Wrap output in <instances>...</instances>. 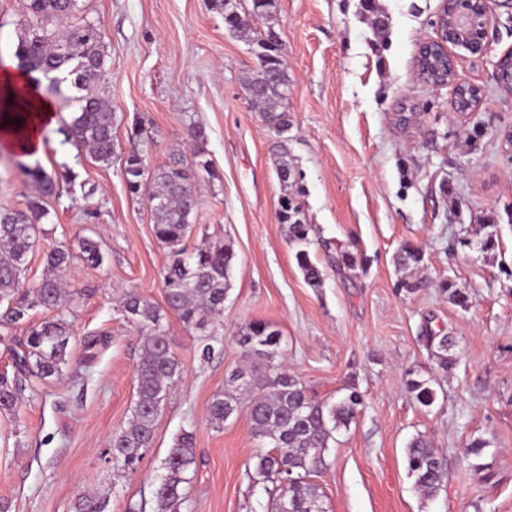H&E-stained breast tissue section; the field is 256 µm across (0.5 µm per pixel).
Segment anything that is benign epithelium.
<instances>
[{
	"label": "benign epithelium",
	"mask_w": 512,
	"mask_h": 512,
	"mask_svg": "<svg viewBox=\"0 0 512 512\" xmlns=\"http://www.w3.org/2000/svg\"><path fill=\"white\" fill-rule=\"evenodd\" d=\"M438 37L420 44L416 74L433 88H451V94L469 87L477 95L473 112L484 100L483 88L473 82L461 81L456 73V60L465 54L481 56L486 51L490 27L487 0H443L437 19Z\"/></svg>",
	"instance_id": "7a95c632"
}]
</instances>
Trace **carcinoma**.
Instances as JSON below:
<instances>
[{
  "mask_svg": "<svg viewBox=\"0 0 512 512\" xmlns=\"http://www.w3.org/2000/svg\"><path fill=\"white\" fill-rule=\"evenodd\" d=\"M251 7L243 15L269 17L275 0H250ZM26 23L18 35L15 56L18 68L26 74L42 75L44 93L61 92L68 83L78 91L77 111L67 124L69 139L78 148L89 151L95 161L108 164L114 155L112 105L96 90L105 63V49L97 29L89 22H70L81 11L79 0H22ZM240 40L270 53V45L280 40L274 27L258 33L244 22ZM250 103L262 120L277 135L288 132V73L277 71L266 76L256 70L246 84ZM276 174L283 185H299L302 174L289 157L286 141L277 142ZM39 198L29 202L27 210H0V304H6L5 322L28 325L23 337L0 338L7 351L12 372H0V412H11L24 392L29 398L40 396V389L60 374L74 345L85 353V361H94L109 344L103 334H89L76 339L66 316L68 297L65 275L75 257L96 267L103 255L98 240L86 236L78 241L79 255L66 247H54L45 255L40 280L21 289L28 254L34 248L45 216L40 199L57 193L58 178L40 166L26 170ZM126 186L134 195L145 194L155 219L153 232L158 242L169 249L171 263L163 276L167 308L188 329H203L224 309L229 271L234 259L230 246L222 241H209L192 251L186 247L190 232L189 218L196 206L197 180L213 176L211 161L203 153L188 164L178 153L169 157L151 177L136 154L126 157L123 166ZM302 191L286 194L279 201L278 221L288 225L289 241L296 248L295 258L304 278L313 286L321 281L320 269L311 262L307 246L310 225L299 201ZM43 309L55 315L38 324L31 323L33 311ZM122 311L139 325L141 357L136 365V396L132 420L128 427L112 436L109 443L112 465L134 472L144 452L154 442L156 419L170 390L181 375L167 331L161 325V309L140 295L129 291L122 300ZM281 341L279 331L262 321H254L237 343L245 359L253 355L273 359ZM410 389L424 406L435 401L428 382L413 380ZM250 396L248 412L252 434L271 443V450L254 456L255 470L272 483V512H325L318 488L309 477L325 468V453L333 433L349 426L362 398L356 389L343 399L329 404L313 399L301 381L284 368L259 377L253 366L243 364L233 369L224 389L215 393L208 408V420L219 429L240 410L244 396ZM193 434L184 432L164 461L165 473L156 488L159 512H180L185 502L187 471L194 463ZM406 459L417 488L426 495L436 493L445 476L443 456L424 435L412 437L406 446Z\"/></svg>",
  "mask_w": 512,
  "mask_h": 512,
  "instance_id": "1",
  "label": "carcinoma"
}]
</instances>
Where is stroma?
<instances>
[{"label": "stroma", "instance_id": "35a3bbf8", "mask_svg": "<svg viewBox=\"0 0 512 512\" xmlns=\"http://www.w3.org/2000/svg\"><path fill=\"white\" fill-rule=\"evenodd\" d=\"M388 18L378 36L363 0H277V32L291 84L288 150L303 174L301 202L311 226L310 258L322 272L310 286L277 210L285 188L275 172L277 134L251 105L243 80L256 68L210 0H83L81 19L105 48L98 91L112 103L116 154L97 163L66 141L77 109L55 97L56 119L42 152L21 158L0 143V208L26 209L36 195L22 165L60 175L45 198L49 214L29 254L24 286L44 270L55 246L100 241V266L74 260L66 277L75 336L104 332L109 345L92 363L75 349L62 375L38 398L0 413V506L7 512H74L88 493L105 512H157L161 464L182 432L194 434L195 462L181 512H268V484L254 469L262 441L247 412L210 425L207 409L242 360L235 339L252 322L281 334L273 363L287 367L317 401L357 389L355 419L340 430L314 476L326 512H512V89L495 63L512 51V9L488 0L484 55L458 60L460 80L484 89L479 112L451 110V91L415 76L424 40L436 37L442 0H378ZM416 121L396 124L400 105ZM204 153L212 178L197 185L188 248L207 238L235 257L223 311L207 336L172 312L162 323L181 376L161 410L137 472L112 465L108 442L128 424L135 401L140 329L120 305L133 291L164 306L162 271L170 261L153 233L142 195L123 176L126 156L148 170L173 152ZM497 226V244L460 246ZM419 263L402 265L403 247ZM358 259L347 268L342 253ZM460 288L459 306L449 295ZM449 337L441 367L426 332ZM214 355L202 357L206 337ZM436 392L422 406L409 388ZM427 436L446 460L438 493L423 496L408 473L405 448ZM484 441L480 470L464 462Z\"/></svg>", "mask_w": 512, "mask_h": 512}]
</instances>
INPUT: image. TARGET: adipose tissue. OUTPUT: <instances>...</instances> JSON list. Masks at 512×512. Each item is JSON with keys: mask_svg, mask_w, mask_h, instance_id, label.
Instances as JSON below:
<instances>
[{"mask_svg": "<svg viewBox=\"0 0 512 512\" xmlns=\"http://www.w3.org/2000/svg\"><path fill=\"white\" fill-rule=\"evenodd\" d=\"M0 93L14 94L26 104L28 124L22 135H15L9 128L0 129V140L5 145L31 156L40 154L41 133L46 125L55 121V106L37 89L34 82L18 71L12 61L0 64Z\"/></svg>", "mask_w": 512, "mask_h": 512, "instance_id": "ef3b65f1", "label": "adipose tissue"}]
</instances>
